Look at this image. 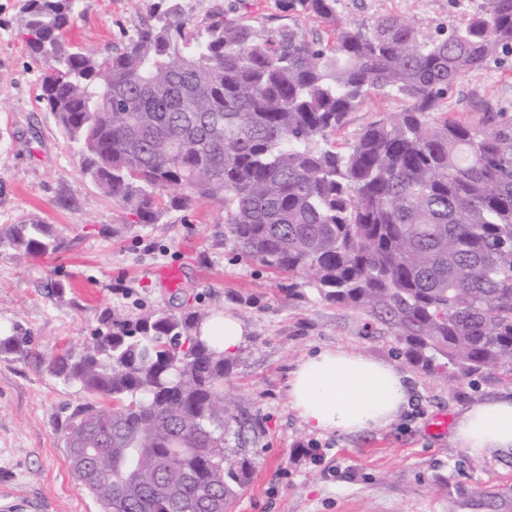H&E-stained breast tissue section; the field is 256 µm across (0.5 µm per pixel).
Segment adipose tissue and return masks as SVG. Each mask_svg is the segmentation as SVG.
Returning a JSON list of instances; mask_svg holds the SVG:
<instances>
[{
	"label": "adipose tissue",
	"instance_id": "ef3b65f1",
	"mask_svg": "<svg viewBox=\"0 0 512 512\" xmlns=\"http://www.w3.org/2000/svg\"><path fill=\"white\" fill-rule=\"evenodd\" d=\"M202 340L232 355L246 338L230 312L200 328ZM291 403L318 433L354 434L394 420L408 404L407 376L396 366L344 349H323L302 359L289 380ZM454 439L475 458L512 455V394L474 403L457 420Z\"/></svg>",
	"mask_w": 512,
	"mask_h": 512
}]
</instances>
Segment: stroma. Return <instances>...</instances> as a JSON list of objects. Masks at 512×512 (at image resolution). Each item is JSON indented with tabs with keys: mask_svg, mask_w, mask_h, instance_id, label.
I'll use <instances>...</instances> for the list:
<instances>
[{
	"mask_svg": "<svg viewBox=\"0 0 512 512\" xmlns=\"http://www.w3.org/2000/svg\"><path fill=\"white\" fill-rule=\"evenodd\" d=\"M156 0H82L64 35L67 47L105 52L121 46L134 24L149 20ZM24 0H0V229L38 221L63 241L53 254L20 258L0 246V324L20 326L27 354L0 352V493L19 491L43 512H100L71 473L64 435L70 413L86 396L47 373L53 352L80 347L107 315L135 318L148 311L181 316L195 310L232 311L247 335L229 359L224 387L263 420L250 483L230 512H469L454 491L512 489V456L476 459L436 415L456 423L485 398L512 391L492 372L476 381L430 377L410 369V405L389 424L356 434L307 429L288 395L297 363L318 347L402 364L387 336L368 335L362 312L322 301L304 275L295 295L281 278L245 257L224 223L219 200L190 209L167 208L156 224L133 223L122 204L81 171L76 144L40 98L39 61L22 38ZM201 21L245 16L277 26L288 18L276 0H179ZM472 0H337L336 11L356 24L389 14L451 26ZM394 97H374L348 113L329 143L344 151L370 123L401 112ZM449 118L482 125L489 114L512 118V57L461 76L441 106ZM177 263L183 288L155 280ZM316 457L305 454L309 441Z\"/></svg>",
	"mask_w": 512,
	"mask_h": 512,
	"instance_id": "35a3bbf8",
	"label": "stroma"
}]
</instances>
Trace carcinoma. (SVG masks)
Segmentation results:
<instances>
[{"label":"carcinoma","mask_w":512,"mask_h":512,"mask_svg":"<svg viewBox=\"0 0 512 512\" xmlns=\"http://www.w3.org/2000/svg\"><path fill=\"white\" fill-rule=\"evenodd\" d=\"M331 28L298 22L199 24L159 0L123 47H65L80 0H25L26 45L42 63L41 99L81 148L82 171L139 224H156L161 192L188 209L220 197L243 255L320 298L364 312L421 372L512 376V119L478 127L429 118L464 74L512 55V0H478L445 28L382 16L356 25L336 0H276ZM372 96L405 103L349 150L328 146ZM29 259L57 252L45 224L0 230ZM205 311L116 317L47 371L88 395L65 442L78 488L101 512H228L253 472L259 417L224 394V353L197 336ZM14 325L0 351L23 353ZM507 489L467 497L506 512Z\"/></svg>","instance_id":"obj_1"}]
</instances>
